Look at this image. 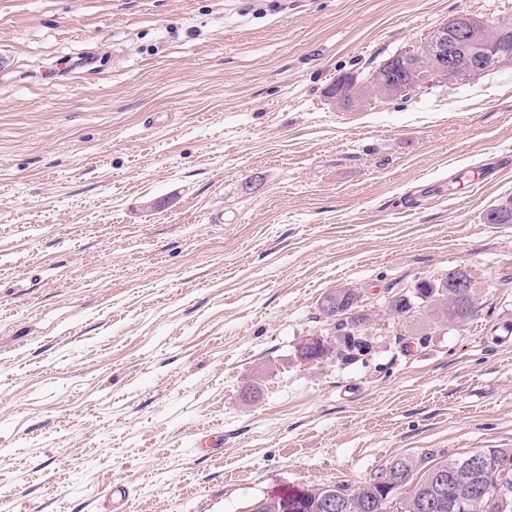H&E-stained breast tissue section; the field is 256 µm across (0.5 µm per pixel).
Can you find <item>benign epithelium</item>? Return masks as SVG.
Masks as SVG:
<instances>
[{"mask_svg":"<svg viewBox=\"0 0 512 512\" xmlns=\"http://www.w3.org/2000/svg\"><path fill=\"white\" fill-rule=\"evenodd\" d=\"M492 25L482 18L460 12L437 25L423 42H411L395 52L376 69L383 100L408 96L421 86L452 81L459 77L460 62L468 63V73L482 74L504 64H512V45L506 41L485 39ZM357 88V78L343 75L336 81L337 108L348 111L359 106L355 92L345 95V87ZM435 497L442 499L457 492V472L444 467L432 472Z\"/></svg>","mask_w":512,"mask_h":512,"instance_id":"obj_1","label":"benign epithelium"}]
</instances>
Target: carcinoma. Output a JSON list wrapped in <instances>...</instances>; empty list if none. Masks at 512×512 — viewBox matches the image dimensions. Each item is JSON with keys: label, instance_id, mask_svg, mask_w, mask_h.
<instances>
[{"label": "carcinoma", "instance_id": "obj_1", "mask_svg": "<svg viewBox=\"0 0 512 512\" xmlns=\"http://www.w3.org/2000/svg\"><path fill=\"white\" fill-rule=\"evenodd\" d=\"M487 224H511L512 202L498 208L490 209L485 214ZM464 273V268L454 267L448 274L440 278H417L415 288L406 291L408 302L399 303L398 293L385 298L384 307L388 316L397 324L407 328L418 336H429L441 327H461L472 321L479 311L476 285H471L466 293L448 287V281ZM369 321L368 314L357 316V322L350 323L345 317L336 326L327 330L326 337L319 343L325 355L336 354V358L348 360L356 357L369 348V344L361 338L363 329ZM491 460L498 465L496 486L507 495L508 505L505 509H497L489 504V496L454 497L443 502L436 512H512V448H479L467 453L450 456L440 465L446 468L464 470V459L469 456ZM436 461L435 455L426 453L420 457L398 456L379 469L367 485L356 493L347 492L343 485H334L336 500L339 503L337 512H365L362 501L372 504L374 512H386L391 500L383 493V488L397 479L402 480V487H410L408 495L399 502L400 512H421V502L432 495L433 484L430 482V471L425 466ZM323 492L311 485H304L286 495H272L267 500V510L279 501L288 502L289 512H323L321 508Z\"/></svg>", "mask_w": 512, "mask_h": 512}]
</instances>
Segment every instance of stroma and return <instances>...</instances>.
<instances>
[{"label":"stroma","instance_id":"stroma-1","mask_svg":"<svg viewBox=\"0 0 512 512\" xmlns=\"http://www.w3.org/2000/svg\"><path fill=\"white\" fill-rule=\"evenodd\" d=\"M460 12L512 0H0V512H251L512 448V65L327 95ZM456 266L479 315L404 337L385 289ZM339 285L370 350L301 360ZM351 82L353 85L350 84L349 88H347L350 90L352 87L349 95L350 97L348 98V96L345 95L344 90L345 87ZM359 85H361V83H357L356 76L353 77L351 75H343L339 78V80H336V85L333 86L334 90H336V96H331V98L334 100L337 108L343 111H348L359 106L355 95V90Z\"/></svg>","mask_w":512,"mask_h":512}]
</instances>
